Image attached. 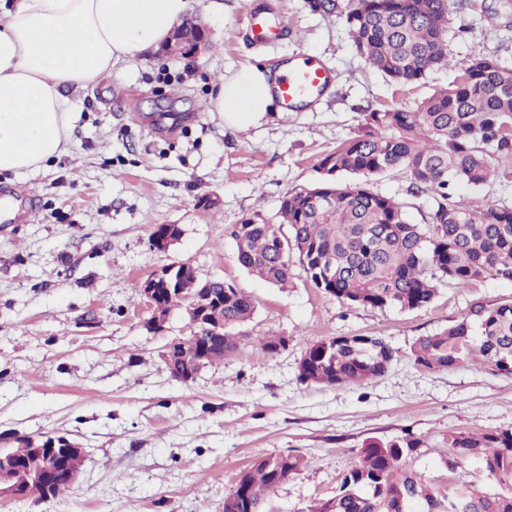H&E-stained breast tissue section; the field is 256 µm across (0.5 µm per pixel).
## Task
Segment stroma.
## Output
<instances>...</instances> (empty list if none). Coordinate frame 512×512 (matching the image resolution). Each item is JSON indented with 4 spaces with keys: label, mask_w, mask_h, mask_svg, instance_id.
I'll return each instance as SVG.
<instances>
[{
    "label": "stroma",
    "mask_w": 512,
    "mask_h": 512,
    "mask_svg": "<svg viewBox=\"0 0 512 512\" xmlns=\"http://www.w3.org/2000/svg\"><path fill=\"white\" fill-rule=\"evenodd\" d=\"M190 0L210 41L198 53L151 51L124 72L69 92L71 151L23 174L0 172V188L29 189L26 222L0 224V434L62 435L83 448L81 478L56 499H0V512H224V497L258 459L302 456L307 466L268 495L269 512H306L332 497L369 440L421 439L407 470L435 486L449 471L448 434L512 429V376L480 361L451 371L416 367L410 347L475 303L512 301V281L445 284L415 311L352 306L315 288L294 266L288 288L258 279L237 260L230 232L242 218L275 224L282 197L311 188L320 157L361 131L364 114L411 108L448 87L475 56L512 68V0H459L450 16L448 66L400 87L356 52L333 15L305 0ZM282 18L284 37L256 44L247 16ZM332 68L336 81L312 106L273 108L258 125L225 127L206 111L215 82L253 64L273 71L300 56ZM374 193L422 223L430 194L395 169L370 177ZM160 224L180 238L153 246ZM249 294L255 311L236 328L237 348L182 382L162 352L189 336L173 310L150 330L141 283L172 263ZM286 337L276 354L257 344ZM375 336L395 352L386 374L364 386L307 385L303 339Z\"/></svg>",
    "instance_id": "obj_1"
}]
</instances>
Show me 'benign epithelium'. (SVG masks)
Returning <instances> with one entry per match:
<instances>
[{"mask_svg":"<svg viewBox=\"0 0 512 512\" xmlns=\"http://www.w3.org/2000/svg\"><path fill=\"white\" fill-rule=\"evenodd\" d=\"M190 27V21L186 20L177 26L169 39L159 49L162 55H182L195 53L198 48L208 41V31L200 26L195 27V35L184 37L186 29ZM180 236V229L175 224H168L162 232H155L152 235V245L158 249H164L176 241ZM189 269L186 263H175L166 265L158 272L147 278L140 285V293L145 305L151 312L148 321L150 328L162 330L167 323L170 314L178 308L185 309L193 332L198 335L222 336L224 335V324L218 314L202 309V302L199 301L198 293L182 285V279ZM166 298L169 305L162 306L158 300ZM206 366V353L200 352L195 358L185 360V371L182 380L189 382L193 380ZM31 448H25V444H16V438L10 437L0 439V464H7L13 457L22 455L28 450L46 452L45 470L32 477L27 483L19 485L7 474V471L0 469V497L11 499H33L40 500L45 495L48 483V476L55 467L53 449H65V462L69 468V474L78 475L81 473L84 462V449L76 446L65 438L30 439Z\"/></svg>","mask_w":512,"mask_h":512,"instance_id":"benign-epithelium-1","label":"benign epithelium"}]
</instances>
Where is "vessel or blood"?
I'll use <instances>...</instances> for the list:
<instances>
[{"mask_svg": "<svg viewBox=\"0 0 512 512\" xmlns=\"http://www.w3.org/2000/svg\"><path fill=\"white\" fill-rule=\"evenodd\" d=\"M248 31L252 40L262 44L270 38L287 34L284 23H271L261 12H250ZM335 81V73L327 65L312 58H297L292 61L285 74L275 82L273 94L280 107L286 111H295L315 101Z\"/></svg>", "mask_w": 512, "mask_h": 512, "instance_id": "vessel-or-blood-1", "label": "vessel or blood"}]
</instances>
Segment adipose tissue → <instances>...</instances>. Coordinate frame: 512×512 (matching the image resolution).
I'll return each instance as SVG.
<instances>
[{
	"label": "adipose tissue",
	"instance_id": "adipose-tissue-1",
	"mask_svg": "<svg viewBox=\"0 0 512 512\" xmlns=\"http://www.w3.org/2000/svg\"><path fill=\"white\" fill-rule=\"evenodd\" d=\"M188 9L189 0H0V172L65 153L68 91L165 43ZM272 103L268 72L250 65L219 79L206 109L245 129Z\"/></svg>",
	"mask_w": 512,
	"mask_h": 512
}]
</instances>
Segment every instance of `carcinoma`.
<instances>
[{"label":"carcinoma","mask_w":512,"mask_h":512,"mask_svg":"<svg viewBox=\"0 0 512 512\" xmlns=\"http://www.w3.org/2000/svg\"><path fill=\"white\" fill-rule=\"evenodd\" d=\"M456 0H308L314 13L345 22L361 57L401 86L414 85L448 62V18ZM367 131L350 137L318 161L320 181L291 192L280 203V223L252 217L231 236L239 264L267 282L285 287L291 255L306 277L350 305L413 311L429 306L445 282L466 284L492 276L512 280V205L463 204L455 188L480 189L512 170V69L474 56L456 81L434 91L412 110L392 108L364 115ZM405 169L416 190L433 198L422 224L411 223L402 203L372 192L363 182ZM211 303L224 305V336H189L190 350L205 348L213 360L236 348L233 328L250 321L253 301L219 279L206 281ZM262 350L288 347L282 336H265ZM426 370H450L481 360L512 375V301L485 306L411 347ZM395 358L380 338L336 336L305 342L299 378L326 387L363 385L383 376ZM422 442L415 438L370 441L361 448L332 497L310 512H512V430L448 432V468L455 476L433 487L404 467ZM476 460L471 474L465 464ZM27 455L18 471L43 469ZM303 457L281 454L256 460L224 497V512H266L268 492L304 468ZM492 480L502 492L480 489ZM73 484L65 471L53 474L49 496Z\"/></svg>","instance_id":"carcinoma-1"}]
</instances>
